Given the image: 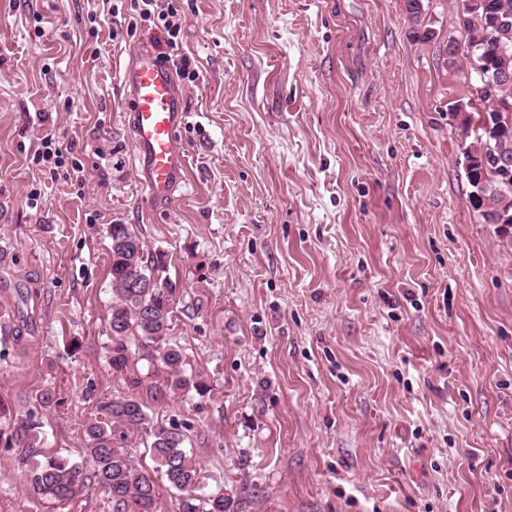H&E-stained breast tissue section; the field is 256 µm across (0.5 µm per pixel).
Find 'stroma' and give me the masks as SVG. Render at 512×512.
I'll return each mask as SVG.
<instances>
[{
	"label": "stroma",
	"mask_w": 512,
	"mask_h": 512,
	"mask_svg": "<svg viewBox=\"0 0 512 512\" xmlns=\"http://www.w3.org/2000/svg\"><path fill=\"white\" fill-rule=\"evenodd\" d=\"M116 0H0V405L83 457L94 401L162 382L107 361L113 224L176 288L187 388L153 405L234 512H512V230L480 223L457 126L458 0H158L182 81L186 180L153 204L123 68L161 53ZM54 136L83 181L37 160ZM48 390L49 407L35 395ZM0 440V512L28 489Z\"/></svg>",
	"instance_id": "35a3bbf8"
}]
</instances>
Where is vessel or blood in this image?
Returning a JSON list of instances; mask_svg holds the SVG:
<instances>
[{"label": "vessel or blood", "instance_id": "1", "mask_svg": "<svg viewBox=\"0 0 512 512\" xmlns=\"http://www.w3.org/2000/svg\"><path fill=\"white\" fill-rule=\"evenodd\" d=\"M121 84L130 102L129 127L144 184L153 201H169L187 167L179 137L186 99L175 68L146 50L123 71Z\"/></svg>", "mask_w": 512, "mask_h": 512}]
</instances>
